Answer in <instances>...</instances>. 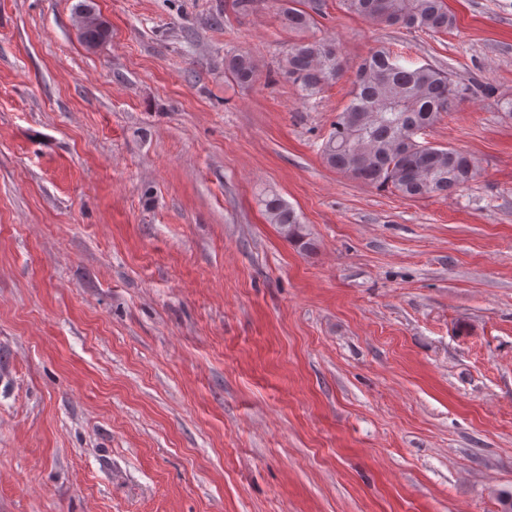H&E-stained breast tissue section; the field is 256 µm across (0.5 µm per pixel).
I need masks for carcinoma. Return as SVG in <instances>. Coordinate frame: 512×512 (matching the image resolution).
Instances as JSON below:
<instances>
[{"label": "carcinoma", "mask_w": 512, "mask_h": 512, "mask_svg": "<svg viewBox=\"0 0 512 512\" xmlns=\"http://www.w3.org/2000/svg\"><path fill=\"white\" fill-rule=\"evenodd\" d=\"M297 4L298 0H282L283 20L296 34L282 71L308 101L342 75L343 61L336 42L308 35L315 19ZM345 4L352 13L388 27L436 34L455 26L445 0H345ZM80 32L89 44L108 35L107 29L85 14L80 17ZM224 71L238 83L249 84L256 65L250 54L240 52L224 58ZM481 94L488 96L491 90L456 81L430 64L405 65L389 49L379 48L359 64L350 101L336 114L320 155L332 169L392 188L407 198L457 191L476 174L473 156L461 147L422 143L417 136L442 114ZM262 205L285 239L304 251L313 250L292 206L277 194L262 198Z\"/></svg>", "instance_id": "obj_1"}]
</instances>
